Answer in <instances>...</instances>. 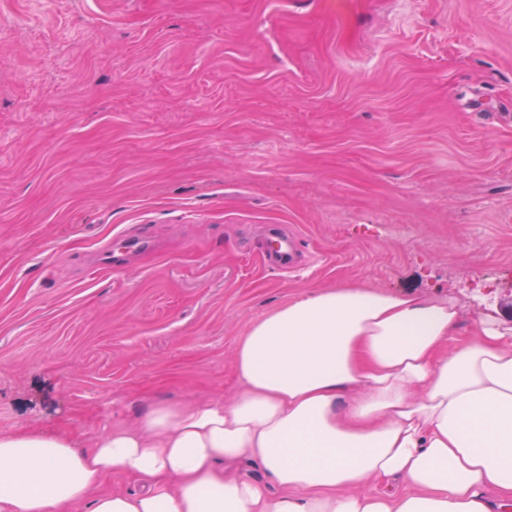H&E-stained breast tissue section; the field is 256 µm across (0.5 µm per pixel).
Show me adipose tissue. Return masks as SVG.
<instances>
[{"label":"adipose tissue","mask_w":512,"mask_h":512,"mask_svg":"<svg viewBox=\"0 0 512 512\" xmlns=\"http://www.w3.org/2000/svg\"><path fill=\"white\" fill-rule=\"evenodd\" d=\"M457 319L378 288L302 292L239 339L232 399L157 402L88 448L0 433V512H512V323L460 339ZM113 475L139 491H102Z\"/></svg>","instance_id":"obj_1"}]
</instances>
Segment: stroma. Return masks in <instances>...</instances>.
<instances>
[{"instance_id":"1","label":"stroma","mask_w":512,"mask_h":512,"mask_svg":"<svg viewBox=\"0 0 512 512\" xmlns=\"http://www.w3.org/2000/svg\"><path fill=\"white\" fill-rule=\"evenodd\" d=\"M271 224L307 265L240 251ZM339 284L512 314V0H0V433L231 399Z\"/></svg>"}]
</instances>
